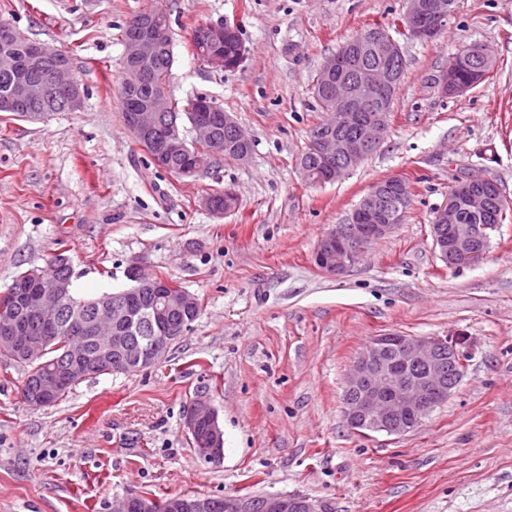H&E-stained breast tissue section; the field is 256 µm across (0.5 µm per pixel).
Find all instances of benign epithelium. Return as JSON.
Instances as JSON below:
<instances>
[{"label":"benign epithelium","mask_w":512,"mask_h":512,"mask_svg":"<svg viewBox=\"0 0 512 512\" xmlns=\"http://www.w3.org/2000/svg\"><path fill=\"white\" fill-rule=\"evenodd\" d=\"M441 20L448 16L445 0H406V11L402 18L403 28L416 39L429 41L434 37V26H421L419 16L424 11ZM236 33L229 23L210 24L203 28L205 37L215 44L224 43V37ZM371 42V48L379 57L394 59L401 54V46L390 36H363L358 40L362 45ZM153 38H140L126 49L127 63L121 72V82L129 88L137 85L144 77L138 62L150 54ZM464 59H475L485 68L493 58L482 45H472L461 54ZM348 56L336 53L322 63L316 83L332 82L333 94L339 111L325 119L328 133L316 139L314 147L328 165L327 178L338 180L346 170L362 160L372 148L381 144L389 125L390 113L369 112L367 106L371 97L381 89H388L398 83L397 73L392 69L360 66L352 76H345ZM74 65L55 70L49 81L43 83L28 79L19 80L14 88V97L21 100H37L45 95L46 89H53L62 98L65 108L78 111L85 91L73 75ZM159 88L154 107L142 110L131 106L129 127L138 137L152 133L156 113L176 109L177 102L167 88L168 75L154 76ZM435 84L441 90L455 96L469 90V86L457 83L453 68L448 67L435 77ZM186 108L202 112V116L191 130L192 139L211 144L210 155H222L221 147L215 145L210 105L203 98H191ZM492 183L487 178L467 175L459 178L448 193V201L438 209L431 224V234L440 259L450 268L470 265L483 258L485 248L483 230L488 225L459 224L457 214L461 195H466L470 207L477 211L489 208V198L472 188H486ZM410 196L399 195L386 202L378 190L367 193L354 211L350 224H337L329 228L318 240L314 251L315 265L323 272L340 276L348 272L360 260L367 246L391 234L407 212ZM127 275L137 282L130 291L136 295L141 288H159L165 300L153 305L147 314L151 325L167 328L168 311L171 301L182 298L181 308L189 312L197 308L194 295L183 288H176L171 281L158 275H147L140 266L132 265ZM69 299V289L64 281L47 284L37 275L19 289L13 300L0 296V343L14 349L26 360L39 359L45 352L50 337L29 336L24 320L36 316L43 325L54 331L62 323V313ZM98 321L112 322V334L95 335V356H86V335L91 330L77 320L71 323L70 354L71 364L65 376L80 380L90 369L99 372H132L149 368L161 361L167 354L169 344L176 339L174 334L162 338L151 337L146 346L133 344L125 333L138 324L142 316L139 307H125L116 310L110 301L103 300L97 307ZM470 355L468 339L464 336H413L400 333H383L371 338L370 343L359 353L347 377L343 394L344 418L357 431L382 432L389 436H402L418 428L424 419L438 406L447 401L451 392L460 384ZM58 383L53 378H40L26 391L25 403L32 408L45 406L56 393ZM216 417V410L207 399H194L185 414L187 431H194L199 424L210 422ZM251 500L243 495L224 496V512H252ZM113 512H157V502L147 496L129 494L116 501ZM164 512H210L206 498L186 500L180 496L172 498ZM264 512H332L327 502L312 499L301 494H270L265 499Z\"/></svg>","instance_id":"obj_1"}]
</instances>
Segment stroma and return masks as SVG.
Here are the masks:
<instances>
[{
  "label": "stroma",
  "instance_id": "35a3bbf8",
  "mask_svg": "<svg viewBox=\"0 0 512 512\" xmlns=\"http://www.w3.org/2000/svg\"><path fill=\"white\" fill-rule=\"evenodd\" d=\"M153 0H0V19L69 51L77 112H0V293L66 251L83 295L127 288L126 267L176 280L200 316L158 364L83 380L56 405L21 398L25 367L0 360V512H112L128 494L298 493L336 512H512V207L479 262L448 268L430 226L456 176L495 180L512 200V0H457L435 41L406 37L405 0H165L178 102L216 99L253 143L246 163L196 179L157 168L122 119L120 32ZM237 21L245 61L215 72L195 28ZM370 26L407 59L389 131L340 180L313 185L297 157L324 114L323 60ZM495 64L445 96L433 78L459 48ZM411 205L348 273L314 264L380 179ZM233 188L234 213L200 200ZM384 332L467 336L472 358L447 402L402 436L363 434L343 416L348 371ZM207 398L224 434L200 459L185 412Z\"/></svg>",
  "mask_w": 512,
  "mask_h": 512
}]
</instances>
